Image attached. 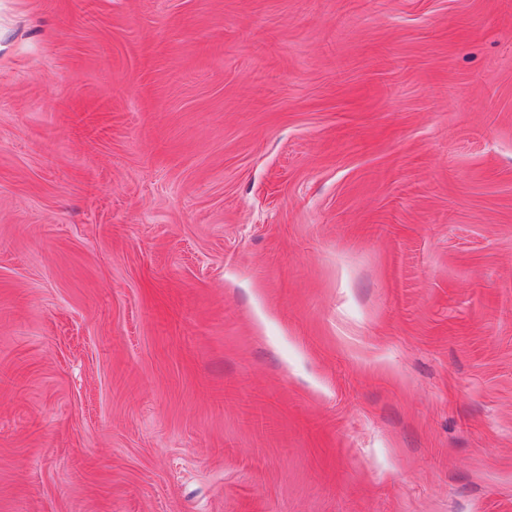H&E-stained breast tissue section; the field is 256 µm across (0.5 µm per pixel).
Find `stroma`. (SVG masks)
<instances>
[{
    "label": "stroma",
    "mask_w": 512,
    "mask_h": 512,
    "mask_svg": "<svg viewBox=\"0 0 512 512\" xmlns=\"http://www.w3.org/2000/svg\"><path fill=\"white\" fill-rule=\"evenodd\" d=\"M0 512H512V0H0Z\"/></svg>",
    "instance_id": "1"
}]
</instances>
